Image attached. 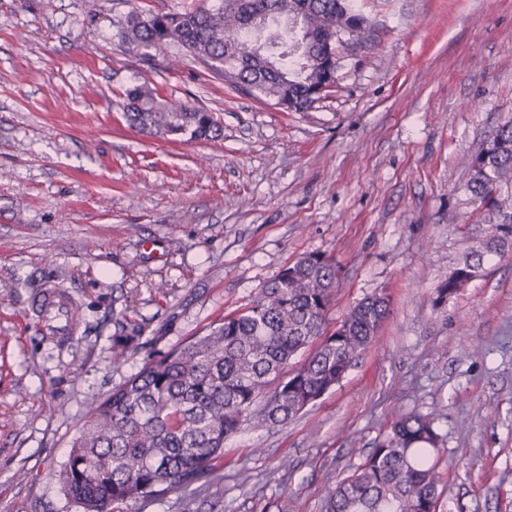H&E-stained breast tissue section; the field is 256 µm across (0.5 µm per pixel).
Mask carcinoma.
<instances>
[{
	"label": "carcinoma",
	"instance_id": "1",
	"mask_svg": "<svg viewBox=\"0 0 512 512\" xmlns=\"http://www.w3.org/2000/svg\"><path fill=\"white\" fill-rule=\"evenodd\" d=\"M355 0H219L184 12L132 5L120 38L144 59L171 44L224 76V83L289 112H305L336 85V50L351 27L368 39ZM128 126L160 139L220 134L212 113L161 98L148 83L126 89ZM470 202L484 217L433 301L437 307L480 276L485 258L512 255V121L468 163ZM333 259L310 254L282 269L244 308L202 336L149 361L84 412L58 480L83 512L165 495L208 477L224 439L247 423L283 424L335 387L375 340L388 314L382 295L355 305L322 335L333 305ZM136 336H117L112 364ZM300 366L286 371L301 351ZM440 435L435 417L398 420L363 464L327 491L324 512H436Z\"/></svg>",
	"mask_w": 512,
	"mask_h": 512
}]
</instances>
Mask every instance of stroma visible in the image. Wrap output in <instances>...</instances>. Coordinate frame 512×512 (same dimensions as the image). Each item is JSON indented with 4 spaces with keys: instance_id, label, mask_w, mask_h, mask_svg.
I'll return each instance as SVG.
<instances>
[{
    "instance_id": "35a3bbf8",
    "label": "stroma",
    "mask_w": 512,
    "mask_h": 512,
    "mask_svg": "<svg viewBox=\"0 0 512 512\" xmlns=\"http://www.w3.org/2000/svg\"><path fill=\"white\" fill-rule=\"evenodd\" d=\"M358 6L372 38L339 47L335 94L287 112L176 48L122 46L128 0H0V512H82L57 474L87 403L312 253L339 269L326 332L388 299L374 342L292 420L228 437L218 495L115 512H321L411 412L436 415L438 512H512V256L432 305L479 232L465 161L512 120V0ZM144 81L221 137L129 128ZM45 283L78 305L63 343L29 310Z\"/></svg>"
}]
</instances>
